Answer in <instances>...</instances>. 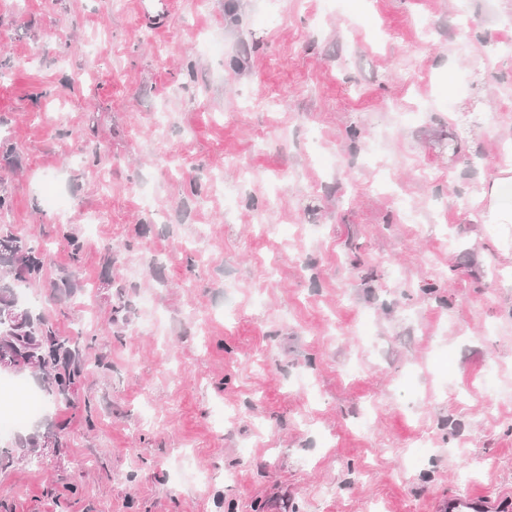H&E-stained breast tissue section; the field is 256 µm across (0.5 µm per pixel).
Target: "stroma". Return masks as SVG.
<instances>
[{
	"instance_id": "stroma-1",
	"label": "stroma",
	"mask_w": 512,
	"mask_h": 512,
	"mask_svg": "<svg viewBox=\"0 0 512 512\" xmlns=\"http://www.w3.org/2000/svg\"><path fill=\"white\" fill-rule=\"evenodd\" d=\"M510 23L512 0H178L160 28L139 0H0V190L49 252L25 289L89 346L5 512L512 502V225L472 198L512 163ZM185 455L209 483L171 479Z\"/></svg>"
}]
</instances>
